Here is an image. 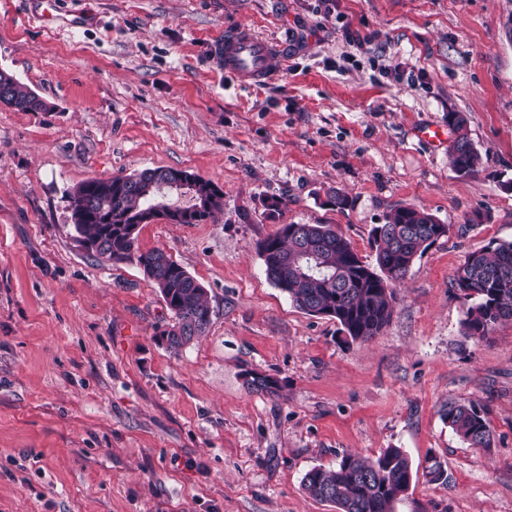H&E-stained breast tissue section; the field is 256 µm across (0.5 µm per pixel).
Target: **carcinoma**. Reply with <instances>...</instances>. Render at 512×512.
Segmentation results:
<instances>
[{
  "label": "carcinoma",
  "mask_w": 512,
  "mask_h": 512,
  "mask_svg": "<svg viewBox=\"0 0 512 512\" xmlns=\"http://www.w3.org/2000/svg\"><path fill=\"white\" fill-rule=\"evenodd\" d=\"M0 97L18 111H35L43 102L12 75L0 70ZM454 133L449 154L461 176L473 174L480 162L467 130L466 116L448 113ZM171 169L146 168L129 175L90 178L70 194L75 231L88 251L113 263L138 266L158 288L172 314L173 325L162 334L173 337L168 349H181L205 334L212 310L205 288L172 256L162 250L141 252L138 234L129 226L154 213L168 193ZM218 188L204 209L200 202L179 210L185 224H201L223 206ZM446 235V225L423 208L402 206L373 226L370 235L375 264L370 265L350 241L331 224H290L258 244L266 278L288 296L298 309L326 316L339 323L351 341L366 342L390 323L397 300V285L415 261ZM453 288L467 304L463 335L483 339L500 322L512 320V243L489 245L467 254L456 268ZM254 389L279 395L281 385L269 375L252 377ZM443 420L469 446L489 448L492 430L485 413L470 404H450ZM412 480V464L400 448H388L378 457L358 454L342 457L334 469L314 468L306 473L303 489L313 499L326 502L336 512H394L405 498Z\"/></svg>",
  "instance_id": "cac0c4a2"
}]
</instances>
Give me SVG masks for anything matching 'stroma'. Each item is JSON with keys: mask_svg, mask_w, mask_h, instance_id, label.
I'll use <instances>...</instances> for the list:
<instances>
[{"mask_svg": "<svg viewBox=\"0 0 512 512\" xmlns=\"http://www.w3.org/2000/svg\"><path fill=\"white\" fill-rule=\"evenodd\" d=\"M511 16L512 0H0V70L46 104L0 105V512H335L305 473L387 448L415 471L395 512H512V321L466 338L452 286L467 253L512 242ZM241 23L285 56L251 87L214 58ZM452 112L481 156L465 177L417 137ZM159 166L224 192L204 223L139 227L214 310L176 355L157 289L87 252L69 202ZM405 205L450 230L373 339L267 280L257 244L281 225H335L370 263L372 227ZM451 402L484 411L491 447L448 427Z\"/></svg>", "mask_w": 512, "mask_h": 512, "instance_id": "stroma-1", "label": "stroma"}]
</instances>
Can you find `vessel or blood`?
Instances as JSON below:
<instances>
[{
    "label": "vessel or blood",
    "instance_id": "b4317fda",
    "mask_svg": "<svg viewBox=\"0 0 512 512\" xmlns=\"http://www.w3.org/2000/svg\"><path fill=\"white\" fill-rule=\"evenodd\" d=\"M276 51L275 41L259 37L250 28L238 27L225 31L215 57L227 75L249 86L265 82L272 75Z\"/></svg>",
    "mask_w": 512,
    "mask_h": 512
}]
</instances>
